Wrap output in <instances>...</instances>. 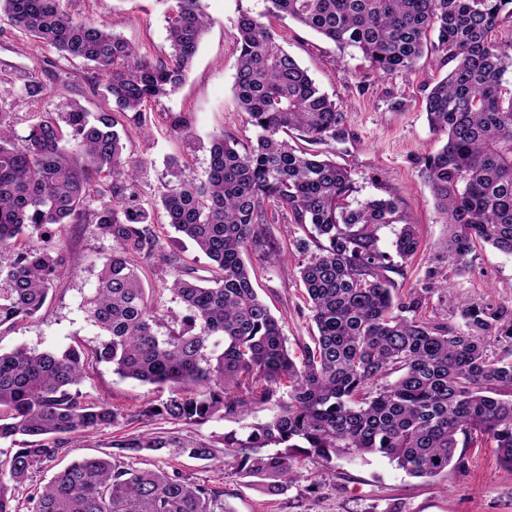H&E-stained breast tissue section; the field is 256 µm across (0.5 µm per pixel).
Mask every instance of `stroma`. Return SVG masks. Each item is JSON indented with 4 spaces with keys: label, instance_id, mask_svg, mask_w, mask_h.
I'll return each mask as SVG.
<instances>
[{
    "label": "stroma",
    "instance_id": "1",
    "mask_svg": "<svg viewBox=\"0 0 512 512\" xmlns=\"http://www.w3.org/2000/svg\"><path fill=\"white\" fill-rule=\"evenodd\" d=\"M211 20L184 84L160 103L148 104L146 123L134 115L124 120L129 132L124 154L143 161L145 180L158 185L170 162H178L183 178L201 181L210 163L213 135L222 133L246 143L255 137L245 113L233 94L239 50L233 37L239 10L264 12L265 0H202ZM63 10L106 23L114 33L134 43L152 61L170 53L166 18L170 0H62ZM280 43L346 114L345 139L331 143L332 158L351 172L354 190L350 204L393 197L399 213L418 224L421 234L414 258L395 260L390 272L400 294L430 284L423 303L424 318L462 324L458 302L488 305L512 313V256L483 242H475L473 262L463 272L435 265L434 257L446 235L438 220L433 197L419 173L421 161L436 153L442 141L430 130L424 111L427 92L447 71L439 56L426 53L411 74L383 78L361 52L338 49L315 33L286 18H270ZM37 72L45 90L29 98L24 83ZM101 76L90 66L61 57L53 48L37 44L0 22V84L11 88L5 98L17 135H25L28 119L39 113L58 116L70 101L88 111L111 108V101L94 94L91 85ZM401 109H394V102ZM183 115L193 132L191 139L171 130L167 114ZM265 230L275 241L289 244V264L299 255L293 245L306 238L307 229L295 224L288 211L265 201ZM17 249L63 252L67 269L50 290L47 302L33 318L0 327V350L17 348L61 352L71 346L92 350L100 341L98 330L86 318L84 300L91 295L100 271L112 252L113 242L94 224H68L51 231L29 229ZM257 272L254 286L281 320L292 355H299L315 330L309 318L302 284L291 274L270 265L259 253H251ZM439 267L435 280H427L430 267ZM144 285L159 310L181 312L179 300L166 290L172 270L159 257L145 259ZM456 303H449V296ZM86 400L107 401L124 413H135L147 402L162 399L150 384L123 379L111 364L96 363L87 369L81 385ZM271 406L254 407L235 415L217 412L207 422L193 424L154 419L134 422L129 433L153 432L210 443L223 451L225 431L266 421ZM464 465L448 468L433 478H412L388 459L343 457L335 462L336 476L323 479L322 465L302 458L283 493L270 494L260 478L240 475L220 467L218 461L152 456L148 467L176 470L198 482L224 486L229 512H512V469L499 465L492 443L478 441L462 449Z\"/></svg>",
    "mask_w": 512,
    "mask_h": 512
}]
</instances>
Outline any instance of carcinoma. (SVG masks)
I'll use <instances>...</instances> for the list:
<instances>
[{"instance_id":"1","label":"carcinoma","mask_w":512,"mask_h":512,"mask_svg":"<svg viewBox=\"0 0 512 512\" xmlns=\"http://www.w3.org/2000/svg\"><path fill=\"white\" fill-rule=\"evenodd\" d=\"M268 13L289 18L340 48H354L382 77L410 74L424 51L442 55L447 75L425 97L430 129L444 138L420 174L439 220L448 227L437 260L468 266L482 241L512 255V45L490 37L512 21V0H268ZM0 21L64 58L101 72L92 90L114 107L92 114L78 103L58 118L30 119L15 135L0 113V326L34 317L45 305L66 258L15 251L30 226L92 221L114 243L88 320L101 336L93 352L123 378L168 395L124 416L88 402L80 386L85 353L15 349L0 353V441L17 445L0 459V512H18L12 488L46 462L66 457V436H84L143 418L202 424L222 410L236 414L273 403L267 421L224 433V469L270 479L276 492L300 457L334 476L339 457L379 455L411 477L463 466L459 444L485 436L512 468V316L490 306L461 307L464 328L419 316L425 296H402L387 276L392 255L378 248L380 228L400 220L393 198L350 207V172L317 145L344 138L346 115L278 42L262 16L234 21L240 48L233 93L256 129L243 146L213 138L206 180L170 179L151 188L174 231L212 262L197 277L166 250L151 213L131 187L142 162L127 158L119 126L125 112L174 94L195 58L210 19L201 0H173L167 17L171 52L153 62L108 25L75 17L60 0H0ZM71 146L61 147L62 126ZM112 183L100 181L103 172ZM267 200L309 224L296 241L317 335L295 359L279 320L253 286L248 254L288 270V256L263 228ZM413 257L419 233L404 220L392 243ZM161 254L173 271L169 290L185 314L151 306L139 260ZM165 331H160V328ZM504 353L489 352L490 340ZM221 346L216 357L209 346ZM201 391L190 394L189 386ZM277 451L271 452L269 448ZM112 451L82 457L34 489L31 512H224V489L176 470L134 465L166 452L216 459L206 442L159 434L112 437Z\"/></svg>"}]
</instances>
